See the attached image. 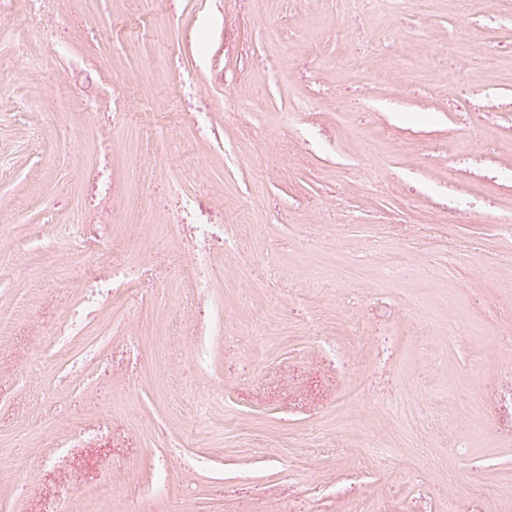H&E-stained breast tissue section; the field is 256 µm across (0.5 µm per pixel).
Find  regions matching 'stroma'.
I'll return each mask as SVG.
<instances>
[{
    "label": "stroma",
    "mask_w": 512,
    "mask_h": 512,
    "mask_svg": "<svg viewBox=\"0 0 512 512\" xmlns=\"http://www.w3.org/2000/svg\"><path fill=\"white\" fill-rule=\"evenodd\" d=\"M508 216L512 0H11L0 512H512Z\"/></svg>",
    "instance_id": "35a3bbf8"
}]
</instances>
